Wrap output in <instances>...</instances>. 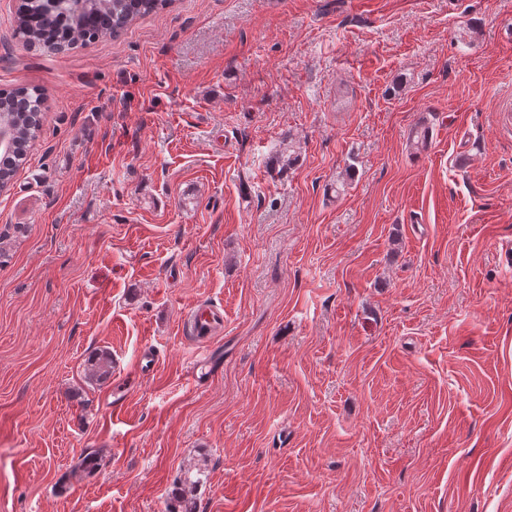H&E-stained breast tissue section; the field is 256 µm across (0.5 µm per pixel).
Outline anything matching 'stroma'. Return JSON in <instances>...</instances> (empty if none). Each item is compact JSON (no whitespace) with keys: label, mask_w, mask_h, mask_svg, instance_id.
<instances>
[{"label":"stroma","mask_w":512,"mask_h":512,"mask_svg":"<svg viewBox=\"0 0 512 512\" xmlns=\"http://www.w3.org/2000/svg\"><path fill=\"white\" fill-rule=\"evenodd\" d=\"M15 5L0 88L46 102L0 193V512L188 475L196 512H512V0H174L58 54ZM283 148L276 156V160L270 166L271 175L283 176V174L294 165L298 158L296 140L288 131L281 137ZM224 316L218 310H197L190 315V325L196 336H205L222 325ZM86 374L95 382L108 381L112 376V354L102 349L91 355L86 361Z\"/></svg>","instance_id":"obj_1"}]
</instances>
